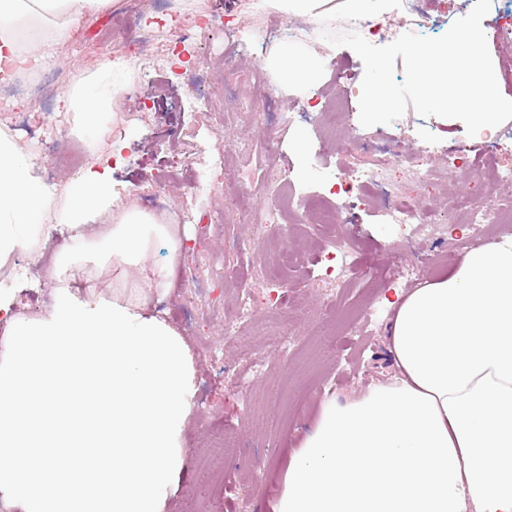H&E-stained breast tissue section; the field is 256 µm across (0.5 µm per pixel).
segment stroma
<instances>
[{"label":"stroma","instance_id":"35a3bbf8","mask_svg":"<svg viewBox=\"0 0 512 512\" xmlns=\"http://www.w3.org/2000/svg\"><path fill=\"white\" fill-rule=\"evenodd\" d=\"M203 6L206 14L197 18L192 39L181 47L180 64L160 60L140 66L131 84L132 95L115 100L121 159L113 175L143 197L159 180L177 174L168 202L191 213L184 225L175 286L155 304L184 337L195 363L192 410L181 432L184 464L162 512H274L288 461L322 401L362 396L383 381L390 368L385 336L393 312L383 293L391 268L415 255L426 266L425 278L435 279L457 263L463 249L452 237L436 241L415 235L410 226L384 223L381 193L375 187L331 199L344 219L341 231L352 246V268L342 278L336 275L338 262L320 251L312 225L297 223L291 213H284L278 237L262 244L258 258L238 250L252 237L249 218L238 210H227L223 223L207 225L213 190L210 181L198 175L197 164L218 147L231 149L235 164L250 172L252 180L246 188L251 193L249 208L256 212L268 192L263 183L268 133H275L280 141V168L295 171L297 188L310 193L321 186L320 163L332 161L334 154H346L348 166L358 169L369 168L372 158L347 154L346 138L330 135L328 117L319 115L311 121L300 117L288 127L280 123L276 110L255 115L244 94L252 90L264 60L281 48L277 42L261 46L254 36L257 24L271 13L259 10L239 30L237 48L245 63L229 70L221 63L224 36L208 18L239 13L245 0H203ZM191 11L186 0L176 8L169 0H116L110 9L80 19L41 74L49 82L70 86L99 67L101 44L129 54L125 19H135L146 30L155 26L167 30L183 26ZM10 89V83H0V113L25 112L35 120L51 112L56 117L36 152L38 159L48 157L58 140L72 139L70 118L60 112L58 101L41 103L27 94H11ZM360 133L398 140L408 151L429 146L433 182L409 175L402 181L440 224L447 223L448 205L463 194L469 173L463 160L455 176L445 174L442 162L449 153L469 150L478 164L512 170V121L499 127V144L494 148L468 136L461 121L423 117L411 108L393 124L364 127ZM286 248L304 255L306 263L285 276L279 257ZM42 252L37 264L28 252L14 254L18 266L10 289L25 315L46 313L54 304V290L42 271L56 255L55 244L43 245ZM213 253L224 259L227 283L205 284L189 292L191 271ZM240 288L289 296L296 311L288 329L289 350L271 349L272 312L263 306L240 324L236 335L225 334L224 320L234 315ZM215 347L239 359L238 371L247 376L246 384L236 385V376L224 374L211 356ZM228 424L238 434V445L220 464L215 440Z\"/></svg>","mask_w":512,"mask_h":512}]
</instances>
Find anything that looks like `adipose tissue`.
<instances>
[{
  "label": "adipose tissue",
  "instance_id": "1",
  "mask_svg": "<svg viewBox=\"0 0 512 512\" xmlns=\"http://www.w3.org/2000/svg\"><path fill=\"white\" fill-rule=\"evenodd\" d=\"M315 20L383 21L398 0H268ZM112 0H0V82L33 75L86 14ZM281 84H312L317 57L281 49ZM134 76L118 57L64 92L79 135H112L113 100ZM72 231L48 275L46 314L0 291V492L24 512H161L183 465L194 365L153 309L171 287L178 225L133 203L109 162L91 160L60 193L0 127V255ZM169 259L146 266L157 244ZM111 295L82 296L105 265ZM395 372L361 397L324 400L293 453L275 512H512V237L467 250L448 274L389 299Z\"/></svg>",
  "mask_w": 512,
  "mask_h": 512
}]
</instances>
